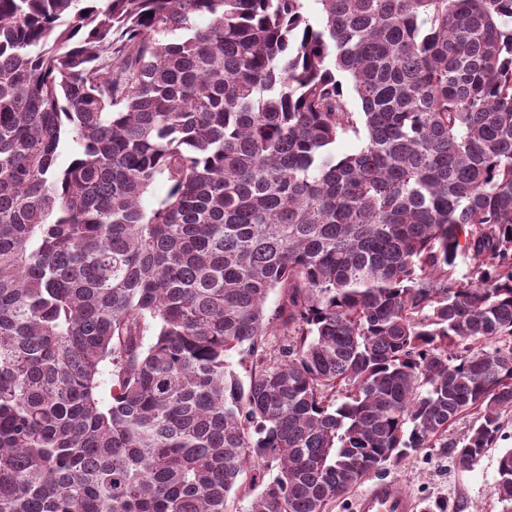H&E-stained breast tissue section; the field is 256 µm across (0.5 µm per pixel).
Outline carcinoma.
Wrapping results in <instances>:
<instances>
[{
  "instance_id": "cac0c4a2",
  "label": "carcinoma",
  "mask_w": 512,
  "mask_h": 512,
  "mask_svg": "<svg viewBox=\"0 0 512 512\" xmlns=\"http://www.w3.org/2000/svg\"><path fill=\"white\" fill-rule=\"evenodd\" d=\"M316 2L0 0V512H326L508 439L512 0Z\"/></svg>"
}]
</instances>
